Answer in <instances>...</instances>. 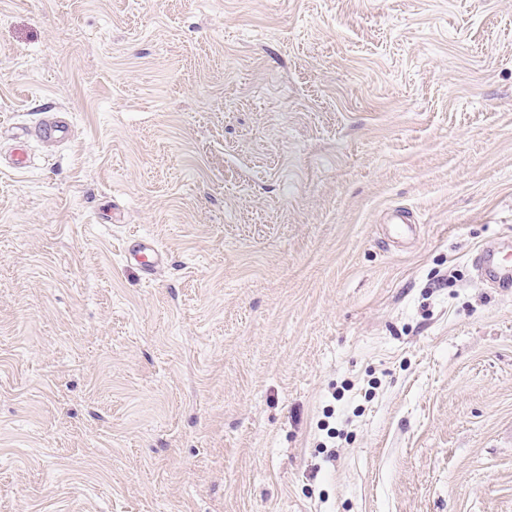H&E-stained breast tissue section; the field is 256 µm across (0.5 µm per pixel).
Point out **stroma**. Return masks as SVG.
Masks as SVG:
<instances>
[{"label":"stroma","mask_w":512,"mask_h":512,"mask_svg":"<svg viewBox=\"0 0 512 512\" xmlns=\"http://www.w3.org/2000/svg\"><path fill=\"white\" fill-rule=\"evenodd\" d=\"M502 239L512 0H0V512H512ZM38 135L43 141L63 143L71 138L72 127L67 119L55 118L41 123ZM124 256L141 266L147 273H151L164 259L163 252L153 242L146 239L126 246ZM473 265L478 276L491 288H501L504 291L512 289V264L500 259L497 251H482L474 258Z\"/></svg>","instance_id":"obj_1"}]
</instances>
